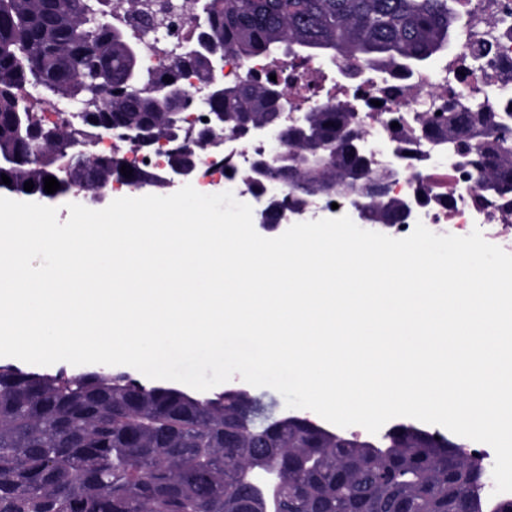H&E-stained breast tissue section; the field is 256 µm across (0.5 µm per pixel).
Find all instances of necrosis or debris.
<instances>
[{"label":"necrosis or debris","instance_id":"necrosis-or-debris-1","mask_svg":"<svg viewBox=\"0 0 512 512\" xmlns=\"http://www.w3.org/2000/svg\"><path fill=\"white\" fill-rule=\"evenodd\" d=\"M461 7L463 20L456 48L435 67L423 69L407 81L376 74L367 91L372 106H361L353 88L338 101L360 107L375 168L399 166L401 173L391 186L392 194L407 199L417 196L425 185L433 197L414 211L412 219L393 225L392 236L407 237L419 222L437 234H464L478 226L495 245L512 253V205L482 192L447 151L424 138L415 139L407 159L383 150L384 144L393 140L390 118H401L405 127H413L417 113L434 94H461L482 103L484 111H501V103L487 97L486 90L491 83L512 88V0H462ZM483 44L489 45V53L472 61L471 52ZM320 69L315 59L303 64L282 59L279 77L290 104L289 117H296L299 108L310 109L326 100L317 81Z\"/></svg>","mask_w":512,"mask_h":512}]
</instances>
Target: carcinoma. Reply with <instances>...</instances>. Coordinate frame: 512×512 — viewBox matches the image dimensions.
Here are the masks:
<instances>
[{"label":"carcinoma","mask_w":512,"mask_h":512,"mask_svg":"<svg viewBox=\"0 0 512 512\" xmlns=\"http://www.w3.org/2000/svg\"><path fill=\"white\" fill-rule=\"evenodd\" d=\"M91 0H0V169L19 191L44 178L66 197L85 165L121 175L120 157L90 153L61 175L37 150L42 126L27 89L56 95L59 57L82 56L90 67L112 53V82L128 93L90 112H110L129 125L162 132L168 115L157 110L150 86L156 74L121 30L86 23ZM461 0H180L198 11L199 26L239 59L291 57L353 59L371 71L402 74L448 54L462 22ZM152 24L147 0H117ZM28 33L17 39L18 29ZM284 91L269 83L224 85V135L247 123L283 114ZM426 136L448 146L486 192L512 196V111L481 112L441 97L421 121ZM288 134L284 198L303 211L327 195L362 199L371 219L396 218L402 202L374 196L366 185L381 178L358 140L363 120L352 107L329 101L309 112L301 132ZM316 152L320 166L292 163ZM481 460L448 437L395 425L378 441L342 435L303 415L287 416L246 390L188 397L109 370L67 375L0 365V512H512V499H488L474 475ZM279 468L277 498L250 489L245 473Z\"/></svg>","instance_id":"1"}]
</instances>
